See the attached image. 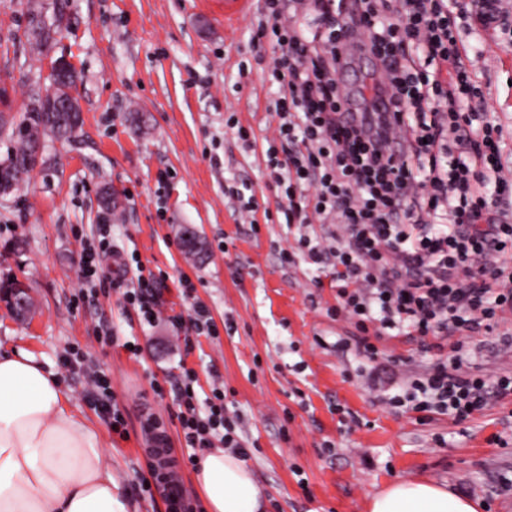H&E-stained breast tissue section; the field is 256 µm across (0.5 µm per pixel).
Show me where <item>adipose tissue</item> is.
Here are the masks:
<instances>
[{
    "mask_svg": "<svg viewBox=\"0 0 512 512\" xmlns=\"http://www.w3.org/2000/svg\"><path fill=\"white\" fill-rule=\"evenodd\" d=\"M193 471L207 512H265L243 460L202 451ZM0 512H128L95 431L72 411L58 378L23 351L0 352ZM369 512H477L476 504L422 481H396Z\"/></svg>",
    "mask_w": 512,
    "mask_h": 512,
    "instance_id": "adipose-tissue-1",
    "label": "adipose tissue"
}]
</instances>
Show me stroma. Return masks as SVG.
Masks as SVG:
<instances>
[{"label":"stroma","mask_w":512,"mask_h":512,"mask_svg":"<svg viewBox=\"0 0 512 512\" xmlns=\"http://www.w3.org/2000/svg\"><path fill=\"white\" fill-rule=\"evenodd\" d=\"M462 2L468 20L459 37L481 91L473 105L501 126L502 161L512 168V0H495L499 21L491 26L481 21L483 0ZM26 3L0 0V112L16 117L31 102V77L49 67L24 49ZM63 7L67 25L52 55L82 75L75 92L82 126L75 141L49 143L54 168L36 170L27 187L0 198V282L25 280L34 304L21 321L0 301V351L25 350L58 376L69 406L98 431L133 512H168L161 494L138 490L137 475L151 462L177 461L185 500L201 497L182 460L172 403L151 389L184 366L204 391L211 373L223 377L224 406L239 418L266 512H368L371 497L397 480L448 487L478 512H512V493L500 486L512 475V394L491 392L458 424L439 415L421 421L377 399L398 392L413 372L458 357L491 382L512 373L504 344L512 314L491 332L449 337L440 351L431 335L371 333L370 358L353 326L332 313L331 264L300 253L284 260L283 249L323 228L286 224L276 209L265 141L278 124L268 110L275 89L257 63L272 49L251 41L257 8L228 25L209 0H63ZM229 117L253 132L252 148L226 126ZM241 183L257 204L251 224L224 193ZM106 185L119 202L109 216L99 201ZM105 222L125 254L166 274L167 307L202 303L219 334L200 337L187 354L176 329L140 325L111 288L94 285L90 302L75 305L81 246L99 242ZM186 226L196 230L202 257L186 254ZM184 276L194 285L187 297ZM107 333L137 338L140 356L105 342ZM66 357L109 367L128 439L113 435L84 397L83 374L65 370ZM152 418L170 438L161 452L146 429Z\"/></svg>","instance_id":"35a3bbf8"}]
</instances>
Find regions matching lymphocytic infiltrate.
<instances>
[{
    "label": "lymphocytic infiltrate",
    "instance_id": "lymphocytic-infiltrate-1",
    "mask_svg": "<svg viewBox=\"0 0 512 512\" xmlns=\"http://www.w3.org/2000/svg\"><path fill=\"white\" fill-rule=\"evenodd\" d=\"M311 2L319 18L312 35L289 18L288 0H263L252 37L279 50L266 69L278 86L271 109L279 124L266 150L277 208L287 223L331 227L300 237L301 252L317 264L333 258L340 308L367 354L376 352L365 339L373 324L422 337L492 330L512 312V265L499 259L512 225L483 193L490 184L511 188L512 169L501 161V127L469 107L478 92L459 45V0H357L353 15L345 0ZM353 23L377 64L369 96L352 112L336 75L352 61L342 35ZM163 283L126 261L112 288L143 324L164 318L183 331L185 349L216 335L203 305L164 315ZM196 381L186 368L170 386L151 384L156 395H172L188 462L215 446L246 455L224 408L223 380L202 399ZM86 386L112 433L127 438L109 372L91 369ZM486 394L482 374L439 362L385 402L460 423Z\"/></svg>",
    "mask_w": 512,
    "mask_h": 512
}]
</instances>
